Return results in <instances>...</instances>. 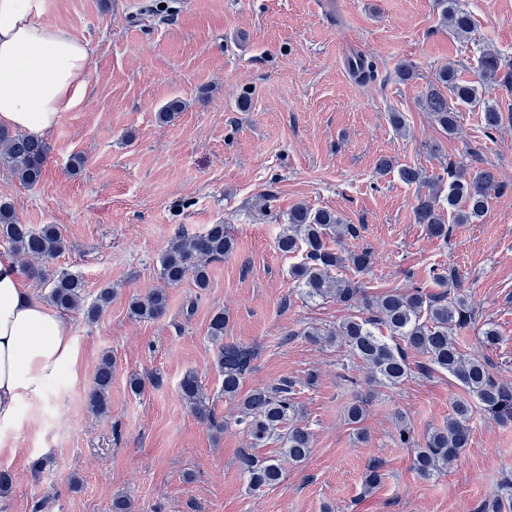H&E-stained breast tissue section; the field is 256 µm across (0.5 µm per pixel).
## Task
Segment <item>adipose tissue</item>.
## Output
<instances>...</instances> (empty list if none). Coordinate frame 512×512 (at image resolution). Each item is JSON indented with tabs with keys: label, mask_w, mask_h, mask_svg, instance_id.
Wrapping results in <instances>:
<instances>
[{
	"label": "adipose tissue",
	"mask_w": 512,
	"mask_h": 512,
	"mask_svg": "<svg viewBox=\"0 0 512 512\" xmlns=\"http://www.w3.org/2000/svg\"><path fill=\"white\" fill-rule=\"evenodd\" d=\"M43 0H0V128L45 135L89 93L91 50L42 21ZM77 353L71 324L36 300L12 254L0 253V435L25 400L46 398Z\"/></svg>",
	"instance_id": "ef3b65f1"
}]
</instances>
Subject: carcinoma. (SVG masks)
<instances>
[{
  "label": "carcinoma",
  "instance_id": "carcinoma-1",
  "mask_svg": "<svg viewBox=\"0 0 512 512\" xmlns=\"http://www.w3.org/2000/svg\"><path fill=\"white\" fill-rule=\"evenodd\" d=\"M442 16L456 37H468L472 20L468 13L442 0ZM501 58L486 50L479 58L481 79H496ZM350 74L361 81L374 76V65L358 55L351 59ZM422 106L433 122L448 136L457 128V113L461 108L480 107L484 131L492 133L503 123V114L482 99L477 85L458 78L456 70L447 66L438 72L422 99ZM48 148L44 140L23 133L0 129V164L23 183L35 186L42 181ZM448 193L427 183L419 169L404 166L400 179L421 186L416 196L414 217L426 225L430 236L448 239V223L473 224L488 209L491 193L498 192L494 173L488 169L469 172L463 163H448ZM360 235L354 224H345L336 213L304 205L288 212V225L279 236L277 246L285 254L302 251V260L292 266L291 279L299 288L302 299L317 303L333 301L348 311L337 326L321 329L309 327L304 331L310 341L347 347L350 353L370 370L373 380L382 387H397L413 375L410 355L421 357L416 367L423 373L446 372L463 388L466 396L458 398L448 421L432 429L420 443L406 424L398 427V442L413 449L415 472L422 478L444 474L467 447L475 422V411L496 419L512 420V382L499 379L488 359L478 353H467L456 342L455 335L475 320V306L462 289L456 273L443 268L433 273L435 283L443 288L431 293L424 288L394 289L379 295H369L356 278L369 274L374 264L368 247L342 251L331 245L356 239ZM0 243L7 245L21 260V270L28 277L45 281L42 264L63 252L66 241L54 224L36 229L18 221L9 202H0ZM234 249V239L223 224H211L198 234L178 235L159 259L160 279L167 286L180 284L192 277L201 291L209 285V266L224 260ZM347 269L351 276L334 275ZM46 300L63 311H82L94 321L112 299V289L100 291L96 300L85 304L83 282L69 273L50 279ZM168 294L164 288H154L142 296L131 298L129 314L136 320L158 319L166 314ZM229 317L222 310L213 313L208 324V336L216 345L215 367L223 377L224 397L236 403L237 422L249 439V448L241 451L238 465L250 487L259 489L279 484L284 475L283 461L304 462L311 454L313 433L300 416L295 401L296 381L284 379L271 387H257L245 396L240 395L241 382L252 372L258 352L253 347L224 342V329ZM479 342L491 349L500 342L494 324L482 325ZM112 386V356L104 354L94 376L89 393V406L100 415L108 412L109 391ZM182 400L214 435L224 433V421L218 419L209 406L198 375L187 372L179 383ZM277 439L282 448L277 456H261L256 449L267 441ZM381 464L371 463L364 475V488L373 490L383 481ZM476 512H512V494L503 492L478 506Z\"/></svg>",
  "mask_w": 512,
  "mask_h": 512
}]
</instances>
